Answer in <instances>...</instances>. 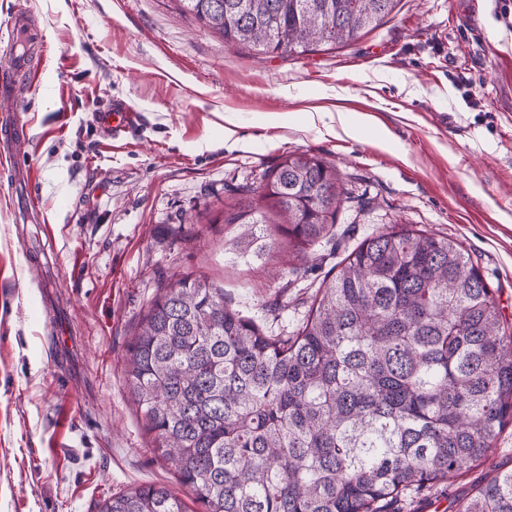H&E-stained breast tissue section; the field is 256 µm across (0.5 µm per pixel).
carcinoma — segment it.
Wrapping results in <instances>:
<instances>
[{"label": "carcinoma", "instance_id": "obj_1", "mask_svg": "<svg viewBox=\"0 0 512 512\" xmlns=\"http://www.w3.org/2000/svg\"><path fill=\"white\" fill-rule=\"evenodd\" d=\"M234 47L292 55L346 45L400 0H180ZM224 203L231 250L279 240L304 263L335 236L336 166L288 153ZM291 336H271L201 277L164 287L128 349L131 394L154 452L206 512H398L486 463L512 422V326L457 242L409 224L364 238ZM97 512H185L164 485ZM455 512H512L497 468Z\"/></svg>", "mask_w": 512, "mask_h": 512}]
</instances>
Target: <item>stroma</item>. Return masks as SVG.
Returning <instances> with one entry per match:
<instances>
[{"label": "stroma", "mask_w": 512, "mask_h": 512, "mask_svg": "<svg viewBox=\"0 0 512 512\" xmlns=\"http://www.w3.org/2000/svg\"><path fill=\"white\" fill-rule=\"evenodd\" d=\"M400 0L345 46L268 56L177 0H0L31 16L32 86L0 112L27 140L0 160V512H95L163 483L205 512L152 448L124 360L142 314L190 274L270 334L302 323L358 242L414 224L462 244L512 323V0ZM136 111L112 136L99 117ZM358 122L307 129L311 107ZM232 138H225V129ZM290 151L336 163L334 238L296 265L287 245L236 258L225 200ZM471 468L403 512H449Z\"/></svg>", "instance_id": "obj_1"}]
</instances>
